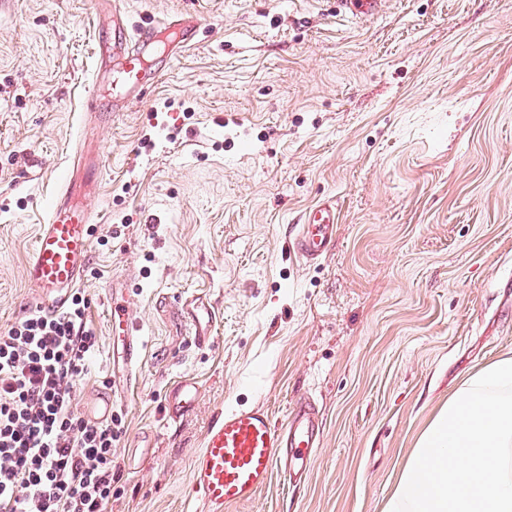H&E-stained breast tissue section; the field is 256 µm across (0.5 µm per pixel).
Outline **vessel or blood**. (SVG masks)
<instances>
[{
  "mask_svg": "<svg viewBox=\"0 0 512 512\" xmlns=\"http://www.w3.org/2000/svg\"><path fill=\"white\" fill-rule=\"evenodd\" d=\"M345 17L378 15L385 0H337ZM203 29L201 19L185 14L170 19H153L128 28L120 10L112 12V42L99 44V56H111L113 85L93 83L88 109L111 99L113 111H121L128 98L143 97L154 78L148 63L155 55L174 58L195 45ZM97 216L75 204L68 187H61L46 210L44 224L38 225L24 272L35 290L33 306L45 312L60 310L72 291L80 286L89 261L92 230ZM338 222L336 199L318 201L302 217L299 232L288 248L299 259L315 263L333 248ZM124 278L112 280L110 290L112 358L119 368L110 388L98 393L82 409L92 424L112 418L116 399L125 395L142 361L144 342L126 298ZM197 344L211 340L217 320L210 298L197 295L182 305ZM199 386L189 377L178 380L166 397L165 416L175 422L198 408ZM323 420L314 402L300 397L284 424H276L267 408L238 407L215 418L207 428L201 450L190 464V488L203 503V512H228L236 504L251 501L266 487L273 475L291 480L306 470L313 448L319 447Z\"/></svg>",
  "mask_w": 512,
  "mask_h": 512,
  "instance_id": "vessel-or-blood-1",
  "label": "vessel or blood"
}]
</instances>
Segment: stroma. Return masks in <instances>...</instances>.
Here are the masks:
<instances>
[{
  "mask_svg": "<svg viewBox=\"0 0 512 512\" xmlns=\"http://www.w3.org/2000/svg\"><path fill=\"white\" fill-rule=\"evenodd\" d=\"M129 27L199 15L196 47L110 117L85 115L102 0H0V331L27 316L24 263L77 146L102 165L79 288L98 338L77 387L109 381L112 276L145 339L122 401L107 512H202L192 456L212 418L309 396V472L229 512H383L420 434L462 382L512 357V0H120ZM42 179L25 176L30 155ZM336 198L333 250L299 262L302 213ZM205 293L197 345L162 297ZM200 384L167 423V390ZM151 449H143L144 441ZM339 12L346 18L370 17L378 15L386 0H337ZM199 386L193 378L178 380L166 397L165 416L168 422H176L192 415L198 408Z\"/></svg>",
  "mask_w": 512,
  "mask_h": 512,
  "instance_id": "obj_1",
  "label": "stroma"
}]
</instances>
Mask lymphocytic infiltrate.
Segmentation results:
<instances>
[{"label":"lymphocytic infiltrate","instance_id":"f902f5d3","mask_svg":"<svg viewBox=\"0 0 512 512\" xmlns=\"http://www.w3.org/2000/svg\"><path fill=\"white\" fill-rule=\"evenodd\" d=\"M86 309L76 293L0 332V512H105L112 500L116 434L74 412L97 345Z\"/></svg>","mask_w":512,"mask_h":512}]
</instances>
